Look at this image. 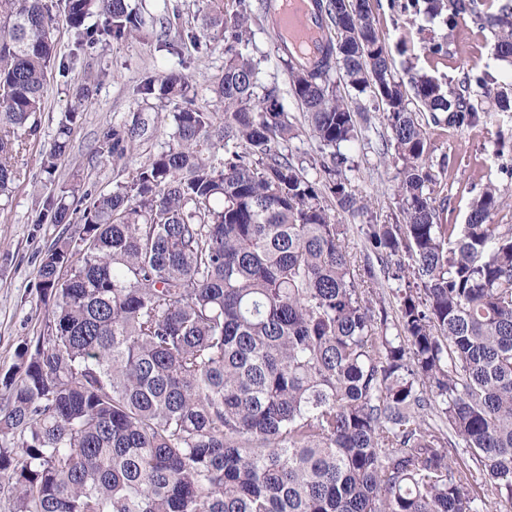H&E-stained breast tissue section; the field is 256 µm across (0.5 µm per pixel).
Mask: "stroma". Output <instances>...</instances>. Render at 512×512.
I'll use <instances>...</instances> for the list:
<instances>
[{
	"label": "stroma",
	"mask_w": 512,
	"mask_h": 512,
	"mask_svg": "<svg viewBox=\"0 0 512 512\" xmlns=\"http://www.w3.org/2000/svg\"><path fill=\"white\" fill-rule=\"evenodd\" d=\"M144 3L147 16L164 22L165 41L149 35L129 43L99 45L75 55L66 21L58 23L59 56L68 61L70 68L66 77L55 73L50 76L45 109L38 116L37 140L18 158L26 178L14 188L7 208L0 212V379L13 371L24 342L36 336L44 323L46 309L40 300L37 277L39 261L55 239L74 231L72 224L39 223L42 202L74 179L92 194L127 181L129 169L95 157L94 151L108 127L131 121L140 106L134 89L141 77L149 71L182 66L194 87L197 105L213 112L221 109L213 87L224 68V51L219 48L208 54L199 53L190 39L197 28L202 0ZM372 4L374 24L387 45L398 79L427 75L447 87L464 72L486 69L502 86L512 85V63L491 54L492 29L478 26L468 16L456 18L450 26L440 17L410 24L415 11L424 9L423 0H372ZM252 30L247 52L260 62L259 83L282 91L284 110L298 129L297 137L283 143L282 148L292 152L304 168H311L319 154L318 145L308 132L300 106L288 92V68L279 39L269 19L257 20ZM441 41L447 44L446 53L431 54L430 46ZM90 67L106 71L107 76L74 127L70 149L59 161L55 175L47 176L41 169L40 153L50 148L69 106V85L80 82ZM471 102L477 111L487 113L484 125L472 129L432 124L427 127L431 160H450L448 167L436 172V189L450 200L443 220L448 224L464 223L473 189L491 183L504 201L491 215V223L512 224V155L495 153L498 134L512 133V112L501 111L494 98L484 96L477 88L471 92ZM359 103L368 109L370 123L363 128L361 139L345 148L352 166L347 177L356 193L366 199L368 209L354 214L335 205L329 209L335 223L351 227L348 252L357 266L377 260L364 246L360 225L391 224L399 214L394 184L401 166L394 155L383 151L386 129L374 101L364 94Z\"/></svg>",
	"instance_id": "1"
}]
</instances>
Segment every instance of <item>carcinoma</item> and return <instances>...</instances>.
Instances as JSON below:
<instances>
[{
    "label": "carcinoma",
    "mask_w": 512,
    "mask_h": 512,
    "mask_svg": "<svg viewBox=\"0 0 512 512\" xmlns=\"http://www.w3.org/2000/svg\"><path fill=\"white\" fill-rule=\"evenodd\" d=\"M76 49L135 39L145 25L129 0H60ZM198 49L234 48L214 92L223 118L196 105L183 72L148 73L147 108L178 98L167 148L126 182L91 198L83 224L42 255L48 307L33 344L3 379L0 490L12 512H484L485 486L512 504V225L488 183L463 224L440 217L446 198L427 161L432 124L483 123L476 86L503 111L512 96L487 71L457 91L393 75L370 0H314L325 30L313 62L287 56L290 91L318 143L322 178L281 144L295 137L280 91L259 94L242 51L251 0H205ZM53 0H0V195L22 173L17 154L37 134L57 49ZM472 13L499 27L492 53L512 59V0L483 16L477 0H427L426 13ZM97 22L86 25L87 19ZM370 93L402 162L401 220L368 224L370 249L409 259L393 278L394 315L364 287L374 266L352 268L349 227L326 195L366 209L340 151L358 139L356 112L331 75ZM104 77L86 71L52 147L47 174L70 145ZM135 115L103 133L95 153L119 163L147 132ZM46 197L52 224H70L66 198Z\"/></svg>",
    "instance_id": "1"
}]
</instances>
